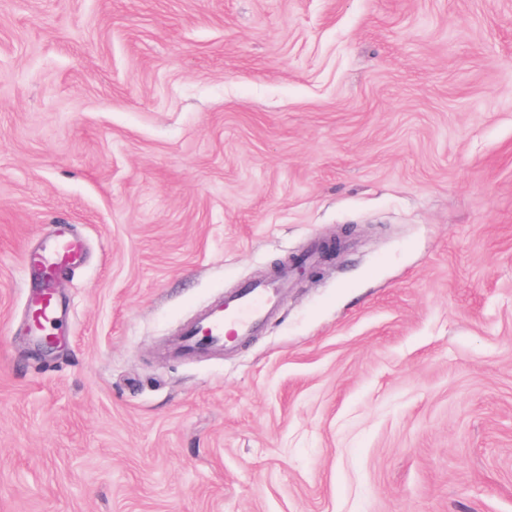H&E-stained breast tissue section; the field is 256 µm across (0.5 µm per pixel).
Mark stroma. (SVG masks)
Segmentation results:
<instances>
[{
	"label": "stroma",
	"instance_id": "stroma-1",
	"mask_svg": "<svg viewBox=\"0 0 512 512\" xmlns=\"http://www.w3.org/2000/svg\"><path fill=\"white\" fill-rule=\"evenodd\" d=\"M0 512H512V0H0ZM82 246L79 240L67 232L54 235L46 244L38 261L41 266L42 286L35 304L29 308L28 316L32 324L40 322L39 332L56 319L59 297L56 292V279L65 268L79 265ZM288 264L272 282L260 281L248 284L214 311H210L197 325L186 330L181 340L184 352L202 348L224 349L233 336H249L261 331L270 310L275 305L277 291L287 288L290 271L303 274L306 271L304 259L293 257L288 262L274 264V271ZM290 270V271H288Z\"/></svg>",
	"mask_w": 512,
	"mask_h": 512
}]
</instances>
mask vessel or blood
I'll list each match as a JSON object with an SVG mask.
<instances>
[{"mask_svg":"<svg viewBox=\"0 0 512 512\" xmlns=\"http://www.w3.org/2000/svg\"><path fill=\"white\" fill-rule=\"evenodd\" d=\"M81 258L79 240L68 233H58L47 242L39 259L42 275L40 294L28 312L31 320L44 326L54 323L59 302L56 279L61 270L79 265ZM289 278L290 273L285 270L274 281L254 282L242 287L217 309L207 313L197 325L186 330L181 340L182 350L221 349L231 337L249 336L261 331L275 304L278 290L287 287Z\"/></svg>","mask_w":512,"mask_h":512,"instance_id":"1","label":"vessel or blood"}]
</instances>
